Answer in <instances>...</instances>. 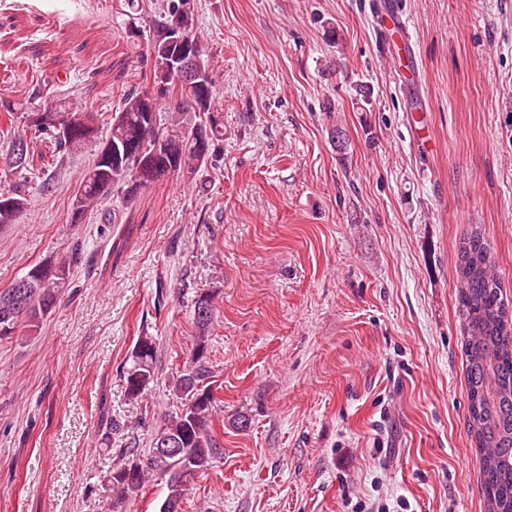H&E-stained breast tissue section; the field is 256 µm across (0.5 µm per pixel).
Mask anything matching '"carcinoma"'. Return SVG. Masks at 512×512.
I'll use <instances>...</instances> for the list:
<instances>
[{"label":"carcinoma","mask_w":512,"mask_h":512,"mask_svg":"<svg viewBox=\"0 0 512 512\" xmlns=\"http://www.w3.org/2000/svg\"><path fill=\"white\" fill-rule=\"evenodd\" d=\"M118 14L124 16L127 37L138 44L142 57L150 61L151 85L162 83L165 92L131 90L124 94L119 110L112 113L105 140L111 156L96 154L74 193L72 222L80 224L103 198L112 195L124 205L133 203L141 190L174 175L193 178L201 169L218 164L224 144V120L218 108L216 75L211 58L198 31L199 0H164L158 16L149 20L148 30L137 20L144 11L143 0H117ZM184 7L181 25L201 49L204 77L186 85L170 73L158 70L159 59L175 53L168 33L173 9ZM21 127L13 131L0 158L19 173H33L37 143L51 144L52 156L63 158L80 152L99 140V121L94 112H78L58 97L42 107L19 113ZM69 132L59 134L57 125ZM0 227L14 224L30 205L28 177L0 192ZM72 250L52 267L31 269L25 287L0 291V341L12 338L26 323L38 327L43 317L69 287L70 267L78 263ZM458 312L464 331L466 382L468 386V427L480 448L481 490L486 512H512V320L501 294V284L491 272V252L482 233L466 234L459 248L457 265ZM214 316L212 298L199 295L194 301L197 330L192 363L176 379L172 390L183 400V408L170 417L155 434L152 444L164 438L177 450L160 455L151 450L141 459L130 450L107 473L113 487L126 494L139 492L148 474L157 471L166 477L167 494L158 512L183 504L187 491L184 478L213 467L221 457V445L212 435V409L216 397L205 384L203 365L209 327ZM123 368L127 395L141 396L156 377V343L151 336L139 337Z\"/></svg>","instance_id":"carcinoma-1"}]
</instances>
